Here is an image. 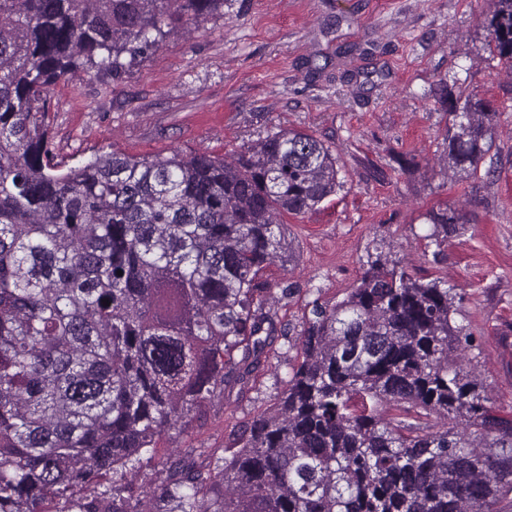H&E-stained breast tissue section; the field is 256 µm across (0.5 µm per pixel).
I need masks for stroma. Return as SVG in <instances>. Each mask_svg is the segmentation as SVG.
<instances>
[{
  "label": "stroma",
  "mask_w": 512,
  "mask_h": 512,
  "mask_svg": "<svg viewBox=\"0 0 512 512\" xmlns=\"http://www.w3.org/2000/svg\"><path fill=\"white\" fill-rule=\"evenodd\" d=\"M490 10L487 0H224L120 73L104 64L50 87L49 133L65 165L174 149L230 160L294 129L330 146L341 168L336 195L283 216L291 258L263 271L271 288L291 289L274 305L288 336L273 366L245 395L205 405L187 433L160 442L157 461L176 448H235L233 424L272 408L290 378L313 302L343 300L378 247L454 289V320L478 341L466 358L497 411L512 415V75L487 45ZM446 81L501 113L477 176L463 182L441 162ZM443 206L467 226L438 247L426 214Z\"/></svg>",
  "instance_id": "1"
}]
</instances>
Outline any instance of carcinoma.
Wrapping results in <instances>:
<instances>
[{"label": "carcinoma", "mask_w": 512, "mask_h": 512, "mask_svg": "<svg viewBox=\"0 0 512 512\" xmlns=\"http://www.w3.org/2000/svg\"><path fill=\"white\" fill-rule=\"evenodd\" d=\"M492 2L484 28L512 69V0ZM221 3L0 0V512H484L512 494V418L463 364L474 337L450 288L382 251L346 299L313 304L288 388L240 448L145 472L277 356L288 331L261 273L289 250L278 217L343 182L331 147L294 130L232 161L111 152L63 171L45 92L122 70ZM499 116L467 98L446 169L476 175ZM460 219L431 212L430 237ZM403 405L427 422L404 433L387 414Z\"/></svg>", "instance_id": "carcinoma-1"}]
</instances>
